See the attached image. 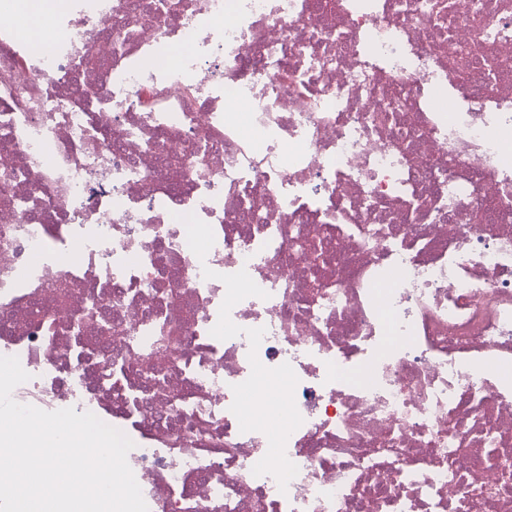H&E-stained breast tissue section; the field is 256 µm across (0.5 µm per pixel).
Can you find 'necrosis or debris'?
<instances>
[{
    "label": "necrosis or debris",
    "instance_id": "4bbe7bcc",
    "mask_svg": "<svg viewBox=\"0 0 512 512\" xmlns=\"http://www.w3.org/2000/svg\"><path fill=\"white\" fill-rule=\"evenodd\" d=\"M0 355L149 512H512V0H0Z\"/></svg>",
    "mask_w": 512,
    "mask_h": 512
}]
</instances>
